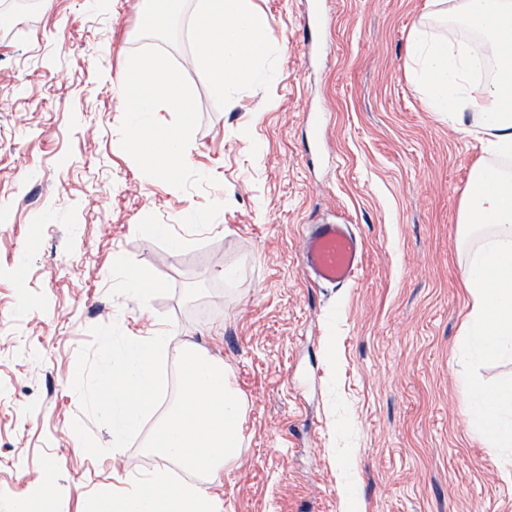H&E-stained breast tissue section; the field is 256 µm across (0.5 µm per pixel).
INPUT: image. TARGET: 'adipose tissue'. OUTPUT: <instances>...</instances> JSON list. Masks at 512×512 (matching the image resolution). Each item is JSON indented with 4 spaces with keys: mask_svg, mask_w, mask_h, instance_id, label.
<instances>
[{
    "mask_svg": "<svg viewBox=\"0 0 512 512\" xmlns=\"http://www.w3.org/2000/svg\"><path fill=\"white\" fill-rule=\"evenodd\" d=\"M437 14L465 29L448 40L428 26L416 27L407 44L411 76L430 111L467 132L483 131L487 153L504 166L478 164L460 204L464 236H485L462 269L470 297L463 343L485 359L512 358V0H432ZM196 65L212 77L215 94L253 80L274 82L275 72H258L253 59L266 52L263 23L252 0H205L198 15ZM135 90L119 98L126 114L125 146L139 149L157 103L171 112L189 111L175 75L145 61L135 70ZM163 150L149 173L170 172L187 159L185 128L156 130ZM111 359L101 369L92 407L108 424L113 452L125 448L154 411L169 357V336L158 330L122 343L106 339ZM471 394L469 423L490 449L512 447V382L497 386L465 383Z\"/></svg>",
    "mask_w": 512,
    "mask_h": 512,
    "instance_id": "obj_1",
    "label": "adipose tissue"
}]
</instances>
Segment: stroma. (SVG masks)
I'll list each match as a JSON object with an SVG mask.
<instances>
[{"label": "stroma", "instance_id": "1", "mask_svg": "<svg viewBox=\"0 0 512 512\" xmlns=\"http://www.w3.org/2000/svg\"><path fill=\"white\" fill-rule=\"evenodd\" d=\"M0 0V510L55 469L56 512L151 471L142 432L103 454L88 398L104 337L163 328L176 378L187 345L223 361L245 404L239 458L206 484L221 512H512V482L466 423V376L512 379V363L462 349L461 196L489 161L479 133L448 127L408 73L405 46L431 0H253L273 84L212 92L194 64L198 0L160 27L154 0ZM145 57L190 103L186 164L147 181L158 143L123 147L114 89ZM323 115L320 139L305 115ZM193 210L199 223L186 224ZM148 221H140L141 211ZM350 225L363 267L321 285L299 254L312 224ZM169 225L177 247L148 224ZM147 269L132 296L114 261ZM234 267L227 281L218 271Z\"/></svg>", "mask_w": 512, "mask_h": 512}]
</instances>
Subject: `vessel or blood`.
<instances>
[{
	"label": "vessel or blood",
	"instance_id": "vessel-or-blood-1",
	"mask_svg": "<svg viewBox=\"0 0 512 512\" xmlns=\"http://www.w3.org/2000/svg\"><path fill=\"white\" fill-rule=\"evenodd\" d=\"M363 258V247L348 225H313L305 237L301 264L314 281L336 287L352 282Z\"/></svg>",
	"mask_w": 512,
	"mask_h": 512
}]
</instances>
